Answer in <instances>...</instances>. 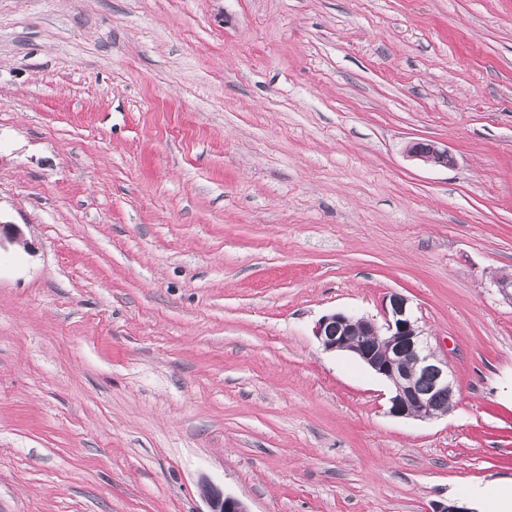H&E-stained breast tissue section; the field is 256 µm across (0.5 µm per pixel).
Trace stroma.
<instances>
[{"label": "stroma", "instance_id": "1", "mask_svg": "<svg viewBox=\"0 0 512 512\" xmlns=\"http://www.w3.org/2000/svg\"><path fill=\"white\" fill-rule=\"evenodd\" d=\"M0 221V512L512 482V0H0ZM393 293L448 415L313 334ZM426 143L411 141L407 145V153L411 158L423 161L426 164L434 166L448 167L453 158L448 148L442 147L437 143Z\"/></svg>", "mask_w": 512, "mask_h": 512}]
</instances>
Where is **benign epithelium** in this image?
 Instances as JSON below:
<instances>
[{"mask_svg":"<svg viewBox=\"0 0 512 512\" xmlns=\"http://www.w3.org/2000/svg\"><path fill=\"white\" fill-rule=\"evenodd\" d=\"M410 157L434 166H449L453 158L437 143L412 141ZM326 352H349L391 385L389 413L396 418L433 419L448 414L436 398L453 400L448 361L438 357L422 335L408 299L394 293L386 299L383 322L342 311L323 315L313 329ZM209 512H249L239 499L204 482L200 485Z\"/></svg>","mask_w":512,"mask_h":512,"instance_id":"7a95c632","label":"benign epithelium"}]
</instances>
